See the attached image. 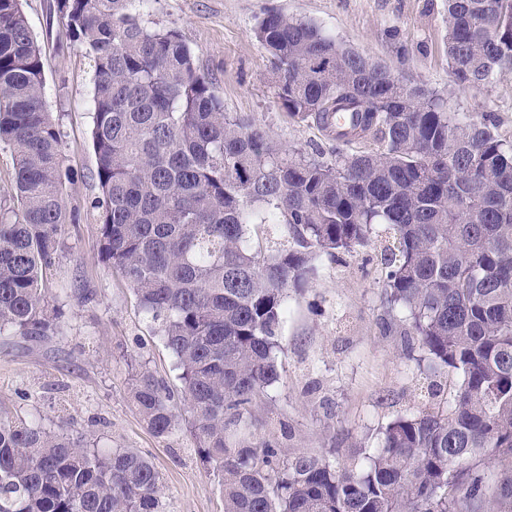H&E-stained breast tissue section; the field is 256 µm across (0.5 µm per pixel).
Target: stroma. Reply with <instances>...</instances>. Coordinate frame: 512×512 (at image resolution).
Returning a JSON list of instances; mask_svg holds the SVG:
<instances>
[{
	"mask_svg": "<svg viewBox=\"0 0 512 512\" xmlns=\"http://www.w3.org/2000/svg\"><path fill=\"white\" fill-rule=\"evenodd\" d=\"M42 53L44 101L63 134L67 201L81 207L68 225L47 286L63 316L48 341L0 338V421L24 418L68 427L108 451L134 448L163 477L165 512H224L218 478L181 428L155 438L128 394L130 356L171 388L174 360L121 276L99 252L96 159L91 145L92 68L69 39L54 0H21ZM271 12L315 23L342 46L388 67L400 80L438 92L449 111L480 118L493 112L512 136V73L481 87H462L448 66L446 0H150L149 25L178 31L212 80L230 115L265 130L284 148L327 147L313 124L281 107L271 54L255 38ZM373 247L321 257L305 287L290 289L280 329L281 381L262 399L253 432L282 437L286 452L354 455L376 446L378 431L398 415L427 407L437 374L408 360L400 339L384 335L383 284Z\"/></svg>",
	"mask_w": 512,
	"mask_h": 512,
	"instance_id": "1",
	"label": "stroma"
}]
</instances>
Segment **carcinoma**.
<instances>
[{"label":"carcinoma","mask_w":512,"mask_h":512,"mask_svg":"<svg viewBox=\"0 0 512 512\" xmlns=\"http://www.w3.org/2000/svg\"><path fill=\"white\" fill-rule=\"evenodd\" d=\"M149 0H56L93 68L92 145L102 259L132 289L175 361L188 418L145 364L129 393L158 438L186 424L219 478L224 512H512V137L492 113L443 98L341 47L311 21L270 13L255 27L277 98L336 143L290 151L224 113L212 80ZM454 82L512 71V0H447ZM41 51L20 0H0V145L15 202L0 208V337L56 335L44 274L64 226L62 133L43 98ZM372 140L378 148H344ZM280 226L277 246L248 227ZM389 244L377 257L388 334L423 351L449 395L397 416L378 446L339 461L249 438L281 380L288 288L321 255ZM0 512H164L153 463L64 430L0 422Z\"/></svg>","instance_id":"1"}]
</instances>
